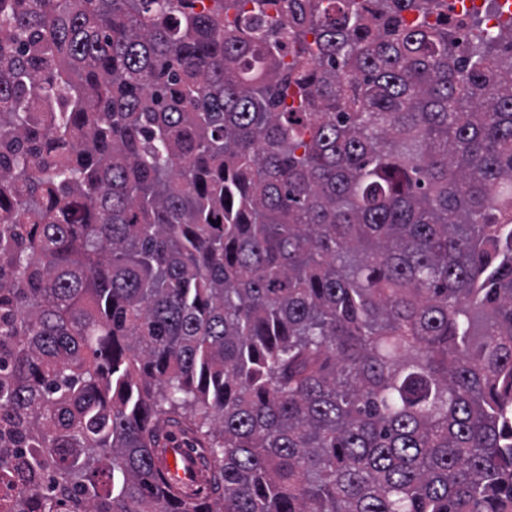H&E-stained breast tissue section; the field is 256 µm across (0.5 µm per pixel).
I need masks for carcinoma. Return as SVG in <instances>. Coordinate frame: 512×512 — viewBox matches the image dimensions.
Here are the masks:
<instances>
[{
    "label": "carcinoma",
    "mask_w": 512,
    "mask_h": 512,
    "mask_svg": "<svg viewBox=\"0 0 512 512\" xmlns=\"http://www.w3.org/2000/svg\"><path fill=\"white\" fill-rule=\"evenodd\" d=\"M464 16L0 0V483L512 512V12Z\"/></svg>",
    "instance_id": "1"
}]
</instances>
